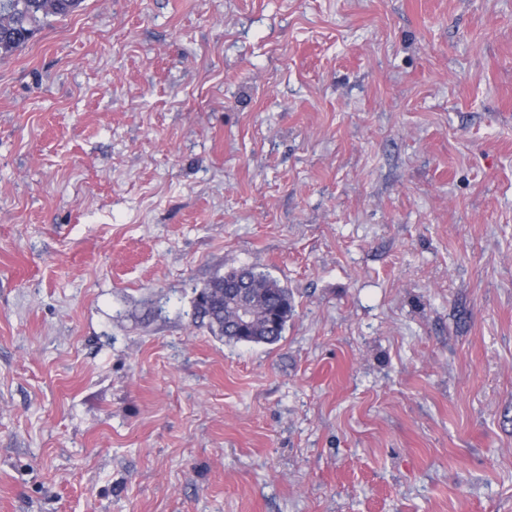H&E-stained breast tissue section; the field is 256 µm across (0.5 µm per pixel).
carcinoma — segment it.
Masks as SVG:
<instances>
[{"label":"carcinoma","instance_id":"1","mask_svg":"<svg viewBox=\"0 0 512 512\" xmlns=\"http://www.w3.org/2000/svg\"><path fill=\"white\" fill-rule=\"evenodd\" d=\"M83 0H0V55L24 47L51 17H66ZM249 305L246 328H241L238 299ZM292 313L288 288L253 268L232 270L213 278L200 290L194 319L229 341L275 344L283 337Z\"/></svg>","mask_w":512,"mask_h":512}]
</instances>
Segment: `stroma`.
<instances>
[{
    "label": "stroma",
    "instance_id": "obj_1",
    "mask_svg": "<svg viewBox=\"0 0 512 512\" xmlns=\"http://www.w3.org/2000/svg\"><path fill=\"white\" fill-rule=\"evenodd\" d=\"M244 266L279 343L193 321ZM0 512H512V0H83L0 58Z\"/></svg>",
    "mask_w": 512,
    "mask_h": 512
}]
</instances>
